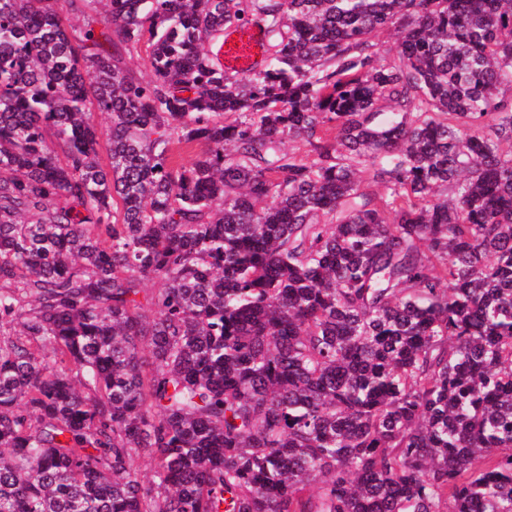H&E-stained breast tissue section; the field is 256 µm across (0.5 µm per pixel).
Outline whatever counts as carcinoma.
Segmentation results:
<instances>
[{"mask_svg": "<svg viewBox=\"0 0 512 512\" xmlns=\"http://www.w3.org/2000/svg\"><path fill=\"white\" fill-rule=\"evenodd\" d=\"M504 88L512 0H0V512H512Z\"/></svg>", "mask_w": 512, "mask_h": 512, "instance_id": "carcinoma-1", "label": "carcinoma"}]
</instances>
